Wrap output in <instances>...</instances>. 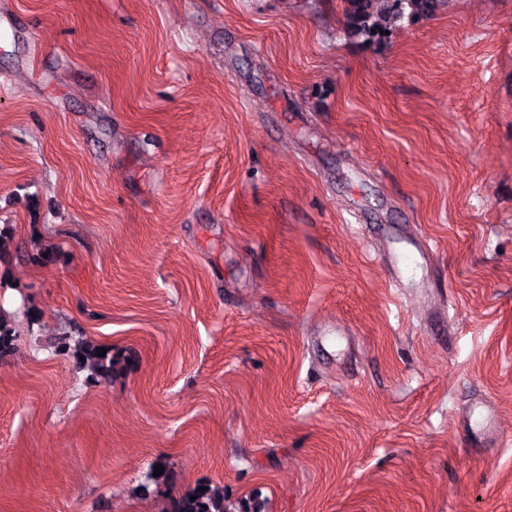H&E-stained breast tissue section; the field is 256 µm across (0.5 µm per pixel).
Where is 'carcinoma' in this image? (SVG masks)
<instances>
[{"mask_svg": "<svg viewBox=\"0 0 512 512\" xmlns=\"http://www.w3.org/2000/svg\"><path fill=\"white\" fill-rule=\"evenodd\" d=\"M347 3V31L361 36L369 42H381L385 32L404 15L426 16L432 13L438 0H345ZM16 335L12 325L0 314V359L11 356L15 350ZM101 345L88 339L63 335L56 338L55 352L72 358L78 369L87 373L91 380L110 378L122 371L127 362L124 356L106 349V354L97 356ZM167 499L163 512H261V504L254 501L240 504L234 511L226 503L224 487L205 484ZM195 500H190V497Z\"/></svg>", "mask_w": 512, "mask_h": 512, "instance_id": "carcinoma-1", "label": "carcinoma"}]
</instances>
